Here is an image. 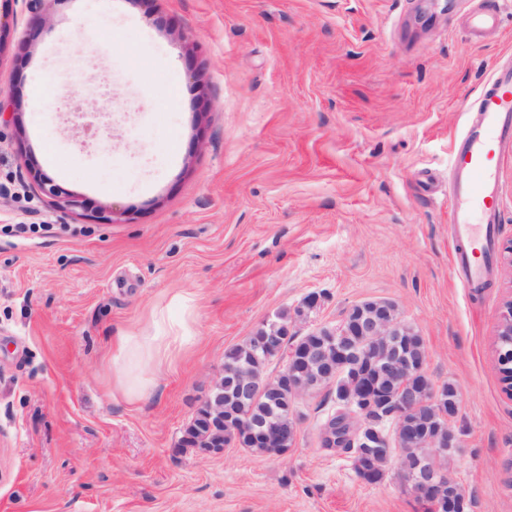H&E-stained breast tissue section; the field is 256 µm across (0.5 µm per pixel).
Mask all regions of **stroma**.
Instances as JSON below:
<instances>
[{
    "label": "stroma",
    "mask_w": 512,
    "mask_h": 512,
    "mask_svg": "<svg viewBox=\"0 0 512 512\" xmlns=\"http://www.w3.org/2000/svg\"><path fill=\"white\" fill-rule=\"evenodd\" d=\"M479 39L441 0H0V512H422L396 466L369 484L322 445L304 397L288 454L178 447L227 348L320 301L295 336L394 302L425 371L459 393L449 470L472 512H512V399L495 366L512 294V141L498 171L488 287L452 278L450 149L512 65V0ZM86 17L80 36L69 29ZM92 81L76 83L79 60ZM66 100L37 102L36 74ZM112 90L83 132L68 106ZM41 169L98 224L54 209ZM188 305L173 303V296ZM164 310L186 341L129 401L118 331Z\"/></svg>",
    "instance_id": "stroma-1"
}]
</instances>
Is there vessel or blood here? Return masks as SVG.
<instances>
[{
    "label": "vessel or blood",
    "instance_id": "vessel-or-blood-1",
    "mask_svg": "<svg viewBox=\"0 0 512 512\" xmlns=\"http://www.w3.org/2000/svg\"><path fill=\"white\" fill-rule=\"evenodd\" d=\"M478 116L453 145L450 224L460 249L453 273L466 286L484 279L493 226L498 219L496 172L500 147L512 139V67L500 69L477 100Z\"/></svg>",
    "mask_w": 512,
    "mask_h": 512
}]
</instances>
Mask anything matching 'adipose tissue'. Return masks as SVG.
<instances>
[{"mask_svg": "<svg viewBox=\"0 0 512 512\" xmlns=\"http://www.w3.org/2000/svg\"><path fill=\"white\" fill-rule=\"evenodd\" d=\"M183 341V336L174 330L162 336L143 331L117 337L114 375L128 400L145 394V371L163 364Z\"/></svg>", "mask_w": 512, "mask_h": 512, "instance_id": "1", "label": "adipose tissue"}]
</instances>
